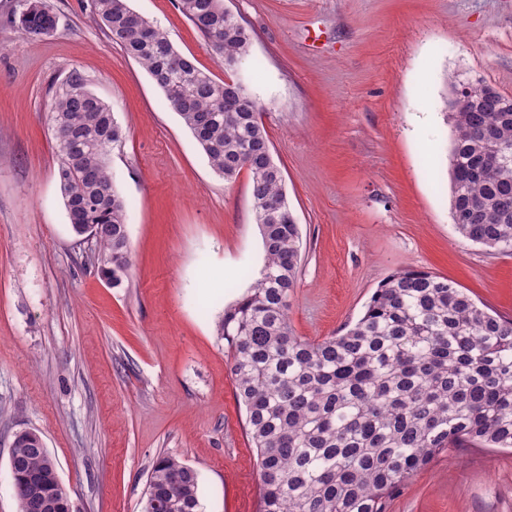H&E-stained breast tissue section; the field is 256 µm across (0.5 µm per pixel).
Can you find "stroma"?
Instances as JSON below:
<instances>
[{
	"mask_svg": "<svg viewBox=\"0 0 512 512\" xmlns=\"http://www.w3.org/2000/svg\"><path fill=\"white\" fill-rule=\"evenodd\" d=\"M49 37L0 0V512H17L9 455L38 431L74 512H142L158 455L198 474L202 512H258L256 450L216 322L264 261L248 171L224 181L89 0H44ZM174 47L228 74L177 0H128ZM250 31L238 71L256 98L301 232L289 318L319 341L406 269L512 318V254L474 245L450 211V80L512 95V0H224ZM126 131L112 171L130 269L96 272L69 228L45 110L71 72ZM385 512H512V451L448 448Z\"/></svg>",
	"mask_w": 512,
	"mask_h": 512,
	"instance_id": "1",
	"label": "stroma"
}]
</instances>
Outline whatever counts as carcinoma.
<instances>
[{"mask_svg": "<svg viewBox=\"0 0 512 512\" xmlns=\"http://www.w3.org/2000/svg\"><path fill=\"white\" fill-rule=\"evenodd\" d=\"M179 11L224 64L250 52L248 29L224 0H178ZM113 41L161 89L226 181L246 169L265 260L251 291L224 310L217 336L230 366L257 453L259 512H384L386 495L446 448H512V319L479 306L457 285L408 269L386 278L344 333L312 342L288 318L297 288L301 235L289 207L256 100L180 54L159 25L127 0H91ZM43 0H21L18 26L29 37L56 30ZM451 123V216L469 241L512 254V160L480 166L489 149L480 128L512 149V96L481 80L456 84ZM58 149V179L72 224H98V270L114 285L129 266L127 203L111 166L125 138L112 106L72 72L46 107ZM18 484L57 466L49 450L16 435L10 452ZM177 484L171 512H199L198 476L169 455L153 462L147 493Z\"/></svg>", "mask_w": 512, "mask_h": 512, "instance_id": "carcinoma-1", "label": "carcinoma"}]
</instances>
